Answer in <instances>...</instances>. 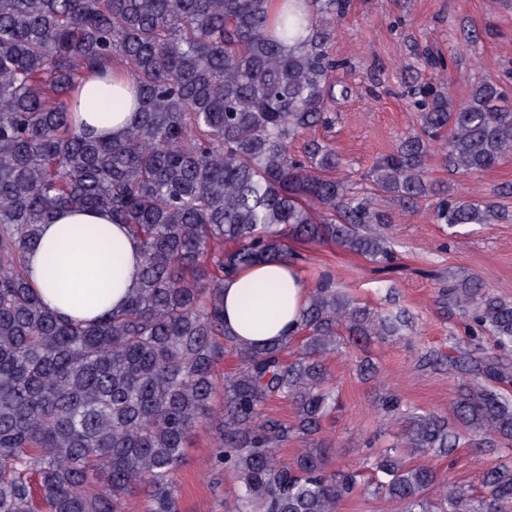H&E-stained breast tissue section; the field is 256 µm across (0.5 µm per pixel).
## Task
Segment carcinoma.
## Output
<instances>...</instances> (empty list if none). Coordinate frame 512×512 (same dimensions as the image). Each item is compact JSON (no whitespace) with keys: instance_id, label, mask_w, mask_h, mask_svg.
<instances>
[{"instance_id":"obj_1","label":"carcinoma","mask_w":512,"mask_h":512,"mask_svg":"<svg viewBox=\"0 0 512 512\" xmlns=\"http://www.w3.org/2000/svg\"><path fill=\"white\" fill-rule=\"evenodd\" d=\"M349 0H0V512H124L141 490L145 512H177L174 474L191 432L218 429L215 466L241 483L234 512H337L358 473L327 471L323 418L336 409L323 363L342 351L339 329L381 341L411 326L402 308L372 310L328 280L310 291L293 339L251 348L224 326V277L288 258V237L334 243L373 262L395 259L371 199L336 178L341 159L312 139L330 124L338 63L327 44ZM119 66L137 116L118 139L74 126L72 89ZM421 133L376 165L378 191L408 207L434 199L452 230L489 224L484 202L433 187L427 158L441 145L448 171H489L512 154V95L496 82L455 101L414 98ZM92 95L89 112H118ZM106 209L140 242L139 288L94 323L68 322L29 287L24 255L60 210ZM439 302L467 337H448L459 380L453 416L420 413L396 393L379 412L403 419L401 442L366 458L378 492L401 512H512V465L483 476L473 497L408 456L512 444L507 381L512 301L474 273L449 277ZM238 373L219 376L224 351ZM294 354L288 359V354ZM288 400L295 423L264 419ZM306 449L291 465L275 448Z\"/></svg>"}]
</instances>
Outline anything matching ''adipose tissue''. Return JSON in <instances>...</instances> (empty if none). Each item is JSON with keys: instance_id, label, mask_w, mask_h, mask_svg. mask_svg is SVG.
Instances as JSON below:
<instances>
[{"instance_id": "ef3b65f1", "label": "adipose tissue", "mask_w": 512, "mask_h": 512, "mask_svg": "<svg viewBox=\"0 0 512 512\" xmlns=\"http://www.w3.org/2000/svg\"><path fill=\"white\" fill-rule=\"evenodd\" d=\"M81 129L116 138L133 122V108L102 114L80 111ZM28 282L45 307L62 319L94 320L121 309L139 286V241L112 221L108 211L66 209L44 225L38 243L25 254ZM310 288L289 261L246 267L224 281V324L249 346L294 337ZM250 308H243V295Z\"/></svg>"}]
</instances>
